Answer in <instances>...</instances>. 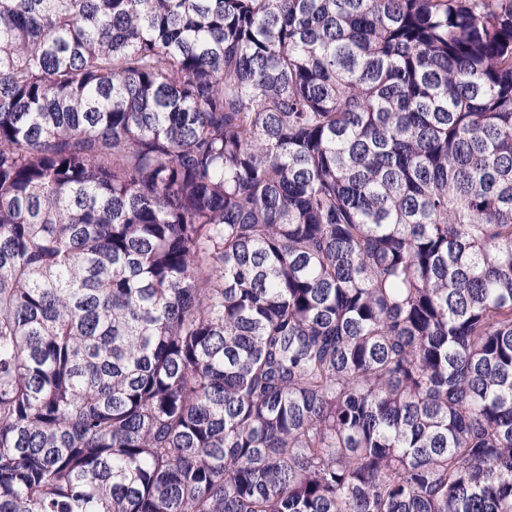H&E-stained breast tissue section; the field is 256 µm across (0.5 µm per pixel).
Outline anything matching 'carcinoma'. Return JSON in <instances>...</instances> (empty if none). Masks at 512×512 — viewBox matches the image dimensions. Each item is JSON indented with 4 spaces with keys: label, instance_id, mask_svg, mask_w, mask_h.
Here are the masks:
<instances>
[{
    "label": "carcinoma",
    "instance_id": "cac0c4a2",
    "mask_svg": "<svg viewBox=\"0 0 512 512\" xmlns=\"http://www.w3.org/2000/svg\"><path fill=\"white\" fill-rule=\"evenodd\" d=\"M0 512H512V0H0Z\"/></svg>",
    "mask_w": 512,
    "mask_h": 512
}]
</instances>
